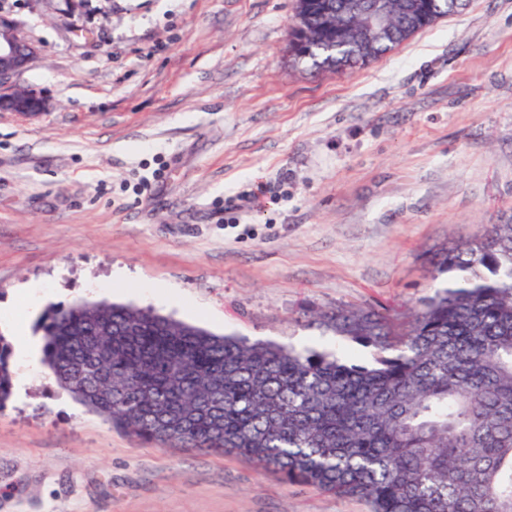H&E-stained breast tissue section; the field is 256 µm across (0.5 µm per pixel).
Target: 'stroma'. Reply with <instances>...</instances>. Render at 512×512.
<instances>
[{"label": "stroma", "instance_id": "1", "mask_svg": "<svg viewBox=\"0 0 512 512\" xmlns=\"http://www.w3.org/2000/svg\"><path fill=\"white\" fill-rule=\"evenodd\" d=\"M54 3L0 0L40 48L15 83L51 103L0 112V512H368L117 429L42 365L37 325L107 301L370 360L317 315L404 322L430 254L512 223V0L342 72L295 59L296 0ZM11 344L0 335V409L12 395L13 372L10 367Z\"/></svg>", "mask_w": 512, "mask_h": 512}]
</instances>
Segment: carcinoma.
Returning a JSON list of instances; mask_svg holds the SVG:
<instances>
[{
    "label": "carcinoma",
    "instance_id": "obj_1",
    "mask_svg": "<svg viewBox=\"0 0 512 512\" xmlns=\"http://www.w3.org/2000/svg\"><path fill=\"white\" fill-rule=\"evenodd\" d=\"M388 0L390 27L298 0L295 56L343 71L380 56L466 0ZM434 292L396 327L338 306L319 326L372 350H297L220 336L112 303L50 309L42 363L76 402L135 437L235 452L289 482L358 498L369 512H512V223L443 248ZM112 346L101 365L91 349ZM0 335V409L12 395Z\"/></svg>",
    "mask_w": 512,
    "mask_h": 512
}]
</instances>
